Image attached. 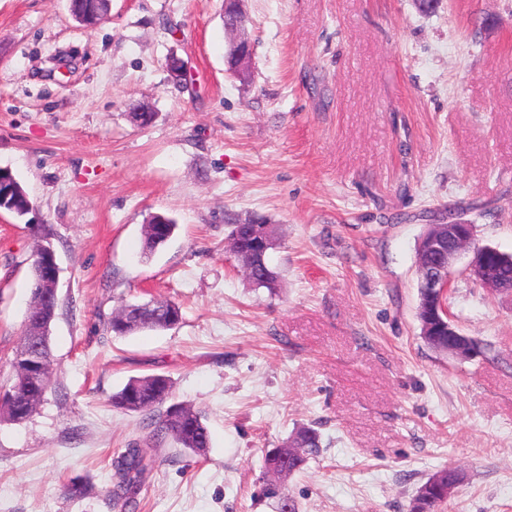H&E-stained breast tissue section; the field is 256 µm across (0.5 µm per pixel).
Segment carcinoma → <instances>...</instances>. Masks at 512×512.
<instances>
[{
	"mask_svg": "<svg viewBox=\"0 0 512 512\" xmlns=\"http://www.w3.org/2000/svg\"><path fill=\"white\" fill-rule=\"evenodd\" d=\"M69 8L74 18L86 27L96 25L103 17L99 0H70ZM0 176L12 179L17 188V194L12 196L13 206L9 210L22 215L29 203L26 191L20 182L13 178V173L7 168L0 170ZM158 219L165 220L163 224H155L144 233L143 251L150 255L164 245L174 234L177 227L174 220L163 214L149 217L147 223L154 224ZM247 220H233L228 234V250L240 262H251L253 268L248 280L257 287L273 293L278 288V274L256 254L254 238L247 234ZM159 315L149 321L134 322L123 318L116 312L106 323V329L116 336H127L144 329L166 330L178 326L182 320L180 306L170 300H157ZM432 328L424 341L436 349L448 340V321L434 319L429 321ZM34 354L41 360L42 374L36 380L28 377L24 371V358ZM12 362L17 367L11 384L0 389V422L8 421L21 423L27 420L36 410L42 397L47 392L52 376L53 355L50 347V337L45 336L37 346H28L21 342L16 349ZM112 406L143 416L145 428L148 429L147 441L162 438L172 439L179 447L189 453L198 454L201 449L209 447L210 437L202 415L180 403L171 401L170 381L162 375L135 377L118 392L112 394ZM300 448V453L286 461L277 456L264 454L262 468L264 474L278 465L288 469L292 475L304 469L309 456L320 448V434L311 426L296 428L279 447L288 445ZM154 460L147 451L140 447L126 448L113 463L112 485L107 490V496L112 502L114 512H135L138 506L144 475L153 468ZM262 496L271 499L276 506L283 501H292V512H298V504L288 490L278 484L267 483ZM446 500L437 490L431 480L423 482L411 499L409 512H442Z\"/></svg>",
	"mask_w": 512,
	"mask_h": 512,
	"instance_id": "1",
	"label": "carcinoma"
}]
</instances>
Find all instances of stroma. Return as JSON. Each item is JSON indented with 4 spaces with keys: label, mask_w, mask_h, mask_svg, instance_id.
<instances>
[{
    "label": "stroma",
    "mask_w": 512,
    "mask_h": 512,
    "mask_svg": "<svg viewBox=\"0 0 512 512\" xmlns=\"http://www.w3.org/2000/svg\"><path fill=\"white\" fill-rule=\"evenodd\" d=\"M244 9L246 79L225 61L224 0H111L91 28L68 0H0V167L31 202L0 211V384L36 246L61 269L51 387L0 423V512H112V460L147 432L110 398L151 375L202 412L210 446L151 448L139 512H274L261 459L300 424L322 442L284 480L300 512H407L447 467L464 481L444 512H512V295L462 252L448 306L479 351L461 359L421 337L416 265L438 211L512 254V0ZM155 213L178 228L146 257ZM252 216L277 229L273 294L225 249L229 220ZM153 297L181 324L106 331ZM75 479L91 486L78 500Z\"/></svg>",
    "instance_id": "1"
}]
</instances>
